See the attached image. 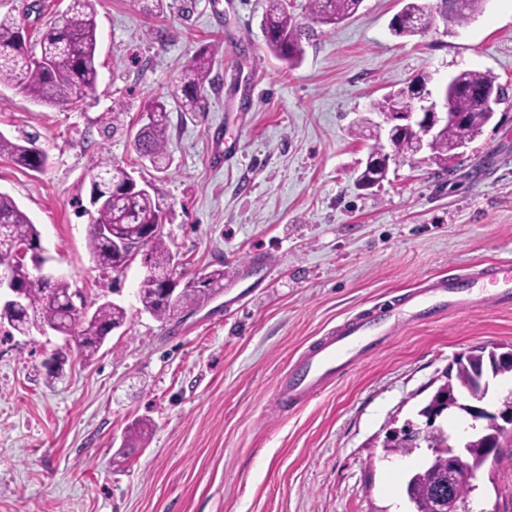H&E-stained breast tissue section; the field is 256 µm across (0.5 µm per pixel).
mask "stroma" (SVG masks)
<instances>
[{
	"instance_id": "stroma-1",
	"label": "stroma",
	"mask_w": 512,
	"mask_h": 512,
	"mask_svg": "<svg viewBox=\"0 0 512 512\" xmlns=\"http://www.w3.org/2000/svg\"><path fill=\"white\" fill-rule=\"evenodd\" d=\"M265 4L163 0L155 17L147 0H99L95 93L44 106L0 87V133L49 156L40 172L0 156V192L37 225L46 269L85 312H127L87 362L62 335L0 326V512H409L405 472L428 451L383 459L387 430L415 419L458 356L512 347V308L406 322L301 407L270 410L313 337L422 279L512 260V0L408 38L390 31L401 0H363L339 25L307 20L292 68L266 47ZM67 5L0 0V15L33 42ZM204 45L219 48L208 112H171V165L156 171L131 136ZM462 69L507 90L482 133L445 162L393 155L380 185L358 187L373 143L359 126L384 120L375 104L417 82L439 93ZM101 158L163 201L181 280L220 268L223 291L160 320L137 296L140 262L93 263L79 205ZM476 483L481 512H512V448Z\"/></svg>"
}]
</instances>
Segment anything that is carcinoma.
Segmentation results:
<instances>
[{
  "mask_svg": "<svg viewBox=\"0 0 512 512\" xmlns=\"http://www.w3.org/2000/svg\"><path fill=\"white\" fill-rule=\"evenodd\" d=\"M363 0H307L308 15L322 24H336L355 14ZM453 0H438L431 8L423 0H405L402 8L404 21L391 26L398 37L415 36L428 29L432 11L448 14L463 24L482 10L486 0H464L460 10L450 7ZM96 0H69L61 17L41 33L35 51L21 43V24L11 16H0V86L18 85L35 103L55 106L83 99L96 90L97 25ZM267 47L272 55L288 66L298 65L304 56L302 44L306 27L288 10L287 0H266L262 19ZM218 50L206 45L200 47L183 66L172 83L167 97L156 99L147 107L148 122L134 135L133 145L139 156L156 169L168 166L169 105H174L183 120L204 117L207 112L206 87L211 85L212 72ZM496 85V77L475 69H464L452 76L444 93L452 109L463 115L460 122H451L439 133L432 152L446 160L448 153L466 146L482 132L493 113L482 107L477 91ZM6 155L18 166L30 171H42L48 155L26 139L13 142L0 133V156ZM91 189L89 204L91 225L108 226L119 235L132 240L148 259L151 274L164 278L172 272L175 260L165 235L146 232L147 226L157 224L164 210L158 198L126 186L123 170L108 159H98L90 168ZM40 232L11 196L0 193V259L7 258L18 244L36 246ZM88 247L93 261L102 269L118 270L123 260L112 253L108 240L89 231ZM16 279L25 291L26 311L0 319L12 330L26 333L41 322L56 324L57 333L75 338L77 353L82 360L91 359L103 345L112 329L124 325L125 308L112 303L100 304L88 315L80 311L69 313L66 302L71 300L69 282L58 277L47 282L30 270L26 263L16 265ZM188 280L173 299H165L156 291L155 283L139 286L138 297L145 311L159 320L174 313L192 309L219 293L224 288V270L215 269ZM489 373L490 380L512 379V352L499 353L496 349L478 347L470 356L455 362V371L447 373V381L440 385L418 415L432 420L443 412L458 411L470 415L464 404L472 403L478 393L474 375ZM412 424L407 423L386 437L384 448L391 455L408 456L419 448L412 442ZM457 441L467 450L458 454L456 472L464 475L479 468L488 460L493 448L503 447L504 435L494 425H486L460 438H449V433L438 427L430 433L427 448L432 453L426 463L412 472L405 483V495L413 512H455L470 504L476 486L459 482L448 488V441ZM512 443V438L507 440Z\"/></svg>",
  "mask_w": 512,
  "mask_h": 512,
  "instance_id": "1",
  "label": "carcinoma"
}]
</instances>
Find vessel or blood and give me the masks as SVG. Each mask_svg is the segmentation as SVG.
Segmentation results:
<instances>
[{"instance_id": "obj_1", "label": "vessel or blood", "mask_w": 512, "mask_h": 512, "mask_svg": "<svg viewBox=\"0 0 512 512\" xmlns=\"http://www.w3.org/2000/svg\"><path fill=\"white\" fill-rule=\"evenodd\" d=\"M487 278L501 282L493 302L512 305V262L490 263L487 267L454 277L436 276L419 282L394 302H379L345 319L313 341L291 362L274 403L279 410L299 407L324 391L336 377L360 364L382 339L398 328L402 316L430 323L445 310H465L471 305L473 285Z\"/></svg>"}]
</instances>
